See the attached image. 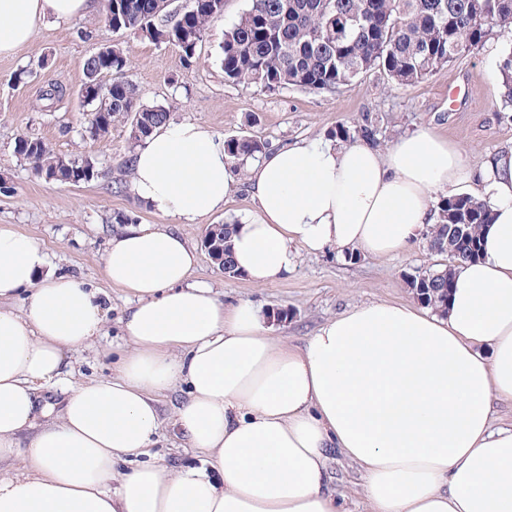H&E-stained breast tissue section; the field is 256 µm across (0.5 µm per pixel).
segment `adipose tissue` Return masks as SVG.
<instances>
[{
  "mask_svg": "<svg viewBox=\"0 0 512 512\" xmlns=\"http://www.w3.org/2000/svg\"><path fill=\"white\" fill-rule=\"evenodd\" d=\"M89 8L0 0V56ZM131 168L133 193L186 224L245 186L255 213L231 253L258 286L288 275L301 248L392 255L465 191L492 220L479 258L452 272L447 311L364 303L300 346L271 335L251 303L193 281L198 253L181 233L126 227L103 270L132 301L129 349L115 379L76 387L65 353L101 336L102 301L0 227V512H345L327 470L336 453L361 470L368 512H512V427L493 424L495 404L512 403V151L474 174L426 130L384 151L301 140L261 154L242 180L223 141L184 121L138 145ZM180 384L188 398L170 423L202 467L119 471L154 443L159 397ZM50 387L58 400L44 398Z\"/></svg>",
  "mask_w": 512,
  "mask_h": 512,
  "instance_id": "obj_1",
  "label": "adipose tissue"
}]
</instances>
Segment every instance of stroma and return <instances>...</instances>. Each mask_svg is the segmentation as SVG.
Returning a JSON list of instances; mask_svg holds the SVG:
<instances>
[{
  "label": "stroma",
  "mask_w": 512,
  "mask_h": 512,
  "mask_svg": "<svg viewBox=\"0 0 512 512\" xmlns=\"http://www.w3.org/2000/svg\"><path fill=\"white\" fill-rule=\"evenodd\" d=\"M248 6L249 0H224L223 15L210 23L201 54L189 66L173 45L112 31L99 8L61 27H39L14 54L0 56V178L14 188L13 194L0 195V227L35 240L52 267L109 294L103 336L66 355L74 381L112 378L129 348L120 325L129 301L103 274V257L115 229L112 216L118 212L137 224L171 223L198 250L193 280L211 285L220 300L251 302L275 335L292 345L355 305L415 303L407 275L436 269L444 261L422 239L390 258L360 253L345 260L303 251L291 273L261 287L225 275L203 239L209 225L237 222L253 212L248 193L238 189L223 210L195 224L167 219L142 203L130 186L129 124L114 123L110 134L99 139L87 131L91 108L79 94L83 64L100 47L114 44L123 51L129 61L126 77L138 87L144 104L163 106L171 120L199 123L224 140L249 136L273 147L302 138L326 139L338 128L354 129L367 113L375 118L385 148L402 133L428 128L460 146L474 169L488 155L512 150V106L502 105L496 86L501 55L512 48L511 29L496 31L482 46L414 85L398 88L372 71L334 91L288 88L269 93L226 83L220 67L224 31ZM54 82L65 84L69 93L49 108L41 92ZM452 85L468 86L471 97L449 99ZM22 136L42 139L62 156L94 159L98 177L72 185L37 175L14 152ZM185 397L181 387L161 396L163 422L148 461L173 468L200 466V457L184 447L169 423ZM328 469L348 512H364L358 467L337 455L329 459Z\"/></svg>",
  "instance_id": "35a3bbf8"
}]
</instances>
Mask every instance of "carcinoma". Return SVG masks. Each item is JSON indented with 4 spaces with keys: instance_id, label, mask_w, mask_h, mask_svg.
I'll use <instances>...</instances> for the list:
<instances>
[{
    "instance_id": "1",
    "label": "carcinoma",
    "mask_w": 512,
    "mask_h": 512,
    "mask_svg": "<svg viewBox=\"0 0 512 512\" xmlns=\"http://www.w3.org/2000/svg\"><path fill=\"white\" fill-rule=\"evenodd\" d=\"M503 0H250L238 21L224 30L220 66L224 81L274 92L288 87L331 91L351 85L363 74L378 69L398 86L420 83L459 55L481 45L494 29L512 26V3ZM224 13V0H191L186 11L171 18L168 0H104L106 24L115 31L131 30L157 43L177 47L185 63L196 61L210 22ZM128 60L115 45L84 63L85 82H110L91 100L93 120L89 133L108 135L112 123L129 118L138 126L130 132L132 146L169 121L163 106L140 102L138 88L125 77ZM501 101L512 105V49L498 66ZM342 139L376 140L371 122ZM265 145L247 136L224 141L227 155L237 165L262 152ZM15 153L36 174L53 181L73 183L97 162L91 158L66 159L53 154L38 139L21 136ZM488 206L470 196L439 203L438 221L430 229L429 247L448 254L452 225H464L467 241L450 256L451 265L407 277V284L426 306L439 308L448 298L452 265L468 261V244H479L482 225L490 222ZM233 228L215 224L207 238L210 256L224 274L235 277L230 257Z\"/></svg>"
}]
</instances>
